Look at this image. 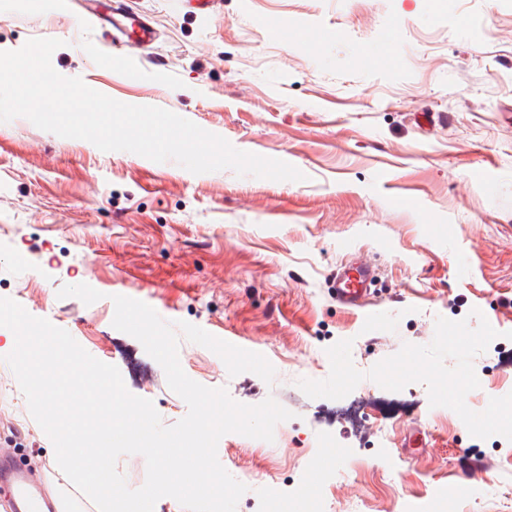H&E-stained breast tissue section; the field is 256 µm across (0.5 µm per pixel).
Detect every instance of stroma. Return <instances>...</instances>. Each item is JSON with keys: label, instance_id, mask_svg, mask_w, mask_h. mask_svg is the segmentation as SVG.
I'll list each match as a JSON object with an SVG mask.
<instances>
[{"label": "stroma", "instance_id": "stroma-1", "mask_svg": "<svg viewBox=\"0 0 512 512\" xmlns=\"http://www.w3.org/2000/svg\"><path fill=\"white\" fill-rule=\"evenodd\" d=\"M158 29L133 69L97 43L83 0H0V51L65 41L61 75L127 104L185 117L235 148L283 160L300 181L194 174L175 161L104 152L18 117L0 123V297L67 330L115 365L163 425L188 412L139 340L115 329L113 296L150 305L264 355L273 383L230 376L187 339L194 381L238 402L292 412L273 441L237 433L217 448L247 491L236 512H512V442L472 437L425 384L363 380L338 400L301 379L330 372L352 340L362 372L403 344H430L437 317L486 318L499 333L474 368L467 406L512 392V0H135ZM396 38L399 50L362 63ZM462 71L479 74L456 84ZM376 270V321L338 304L337 266ZM101 292L84 304L65 285ZM59 467L19 383L0 360V457Z\"/></svg>", "mask_w": 512, "mask_h": 512}]
</instances>
